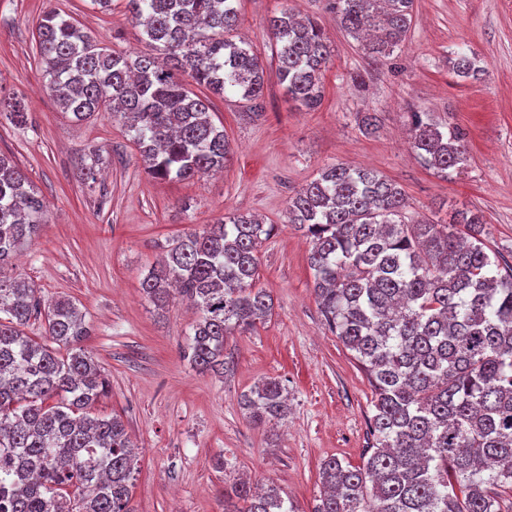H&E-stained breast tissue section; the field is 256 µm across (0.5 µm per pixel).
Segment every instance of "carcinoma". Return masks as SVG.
I'll list each match as a JSON object with an SVG mask.
<instances>
[{"label":"carcinoma","mask_w":512,"mask_h":512,"mask_svg":"<svg viewBox=\"0 0 512 512\" xmlns=\"http://www.w3.org/2000/svg\"><path fill=\"white\" fill-rule=\"evenodd\" d=\"M151 52H110L61 13L37 26L39 64L59 106L81 121L105 106L121 120L147 171L190 180L221 170L231 150L208 103L183 78L249 102L262 116L264 68L234 38L236 0H124ZM336 18L386 58L401 48L414 0H334ZM288 98L313 110L332 50L317 22L284 8L269 20ZM461 78L480 72L460 54ZM22 128L21 100L0 118ZM412 146L447 177L467 161L457 126L412 113ZM402 188L372 169L325 168L288 202L309 239L322 317L364 368L374 391L371 454L359 466L322 463L314 512H502L512 493V265L485 250L481 212L451 222L405 219ZM47 210L26 174L0 155V270L33 242ZM274 232L252 214L192 229L140 282L163 308L189 299L199 319L183 358L201 373L229 371L226 338L262 323L273 301L257 287L258 252ZM45 316L51 348L22 327ZM90 327L69 300H41L25 279L0 274V512H133L136 457L118 416H93L107 382L83 347ZM240 405L256 426L288 414L286 388L255 384ZM224 512H296L279 489L247 479L224 489Z\"/></svg>","instance_id":"obj_1"}]
</instances>
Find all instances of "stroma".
I'll use <instances>...</instances> for the list:
<instances>
[{
    "instance_id": "1",
    "label": "stroma",
    "mask_w": 512,
    "mask_h": 512,
    "mask_svg": "<svg viewBox=\"0 0 512 512\" xmlns=\"http://www.w3.org/2000/svg\"><path fill=\"white\" fill-rule=\"evenodd\" d=\"M236 34L264 64V115L249 119L240 97L209 100L232 159L190 181L155 180L120 120L84 121L63 112L44 85L34 32L55 10L101 46L143 51L140 29L122 8L92 0H0V92L23 97L25 128L0 123V153L11 156L48 210L37 240L1 269L31 282L41 299L65 298L91 328L85 348L110 382L100 415L122 417L138 449L133 512H224V489L240 476L274 484L296 512H312L324 460L360 465L371 440L372 388L352 352L326 326L313 293L309 245L287 222L290 197L322 168L374 169L404 190L408 217L448 223L455 211H481L488 252L512 264V0H415L401 50L371 61L336 21L331 0H238ZM316 20L332 49L313 111L289 100L268 20L283 8ZM465 54L481 72L451 70ZM430 112L467 134V165L443 177L410 148L412 111ZM378 118L363 135L362 113ZM96 163L97 180L80 169ZM276 225L259 253L258 287L273 314L228 337V375L198 373L181 355L196 311L176 300L157 310L140 281L163 245L231 213ZM274 378L288 392L281 421L252 424L239 405L254 383ZM224 458L227 466L213 464Z\"/></svg>"
}]
</instances>
